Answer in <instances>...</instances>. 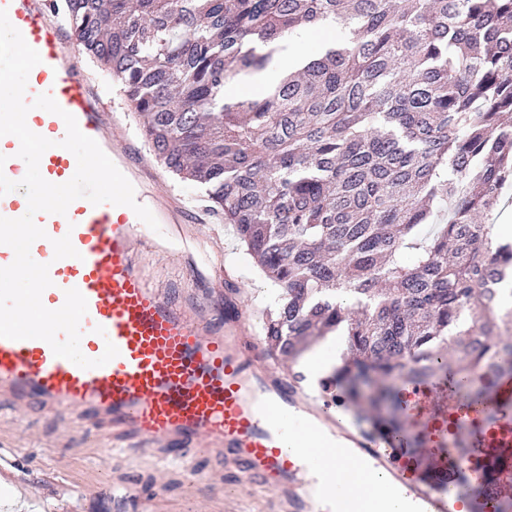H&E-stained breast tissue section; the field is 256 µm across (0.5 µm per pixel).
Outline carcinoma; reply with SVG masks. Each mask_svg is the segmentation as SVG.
<instances>
[{
    "mask_svg": "<svg viewBox=\"0 0 512 512\" xmlns=\"http://www.w3.org/2000/svg\"><path fill=\"white\" fill-rule=\"evenodd\" d=\"M156 159L204 190L274 287L295 360L347 336L336 394L512 372V245L473 217L512 185V0H53ZM343 32L273 91L224 101L307 24Z\"/></svg>",
    "mask_w": 512,
    "mask_h": 512,
    "instance_id": "1",
    "label": "carcinoma"
}]
</instances>
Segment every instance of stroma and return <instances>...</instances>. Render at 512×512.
Masks as SVG:
<instances>
[{"label": "stroma", "instance_id": "stroma-1", "mask_svg": "<svg viewBox=\"0 0 512 512\" xmlns=\"http://www.w3.org/2000/svg\"><path fill=\"white\" fill-rule=\"evenodd\" d=\"M196 232L203 237L217 234L226 263L246 281L243 300L255 306L258 319H265L272 287L245 254L234 226L219 221L197 225ZM111 445L109 424L89 428L74 418L26 411L0 400V467L12 474L11 485L26 497L31 512H123L127 485L149 484L156 458L127 448L113 454L106 469H99L96 451ZM198 468L203 476L195 482L181 467L170 468L163 512H266L260 492L236 505L225 500L220 460L202 458ZM98 469L103 475L93 495L69 487L67 473L90 477Z\"/></svg>", "mask_w": 512, "mask_h": 512}]
</instances>
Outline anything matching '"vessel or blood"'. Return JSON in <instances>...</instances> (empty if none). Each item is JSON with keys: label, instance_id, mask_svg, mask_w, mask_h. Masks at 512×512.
<instances>
[{"label": "vessel or blood", "instance_id": "b4317fda", "mask_svg": "<svg viewBox=\"0 0 512 512\" xmlns=\"http://www.w3.org/2000/svg\"><path fill=\"white\" fill-rule=\"evenodd\" d=\"M0 10L41 57L28 75L26 102L51 95L132 183L137 202L158 223L178 225L171 252L192 285L188 300L150 285L142 257L157 242L129 207L78 199L66 214L37 213L34 221L46 235L30 254L48 265L52 281L43 305L59 309L66 290H79L87 301L82 353L99 358L110 342L119 354L84 369L55 356L43 340L0 338L1 391L27 409L78 413L91 427L110 418L117 440L166 446L187 467L205 454L221 455L225 474L235 477L227 495L264 491L270 512H337L331 471L352 467L387 475L410 502L409 512H485L488 499L512 498V373L484 378L483 396L472 407L447 380L408 385L407 430L400 435L351 425L352 405L326 388L324 378L308 385L301 370L280 367L270 354L254 308L241 298L242 277L222 263L210 278L199 273L189 256L195 231L187 210L123 121L133 104H113L93 87L80 43L53 0H0ZM26 123L54 142L41 157L42 177L70 180L76 165L58 145L66 134L62 118L33 106ZM19 148L15 136L0 137L6 158L0 171L13 181L24 176ZM27 209L24 190L0 196L2 217L15 219ZM66 235L78 255L55 259L52 242ZM295 425L338 443L333 467L289 446ZM451 483L469 486V494L448 496L443 488Z\"/></svg>", "mask_w": 512, "mask_h": 512}]
</instances>
